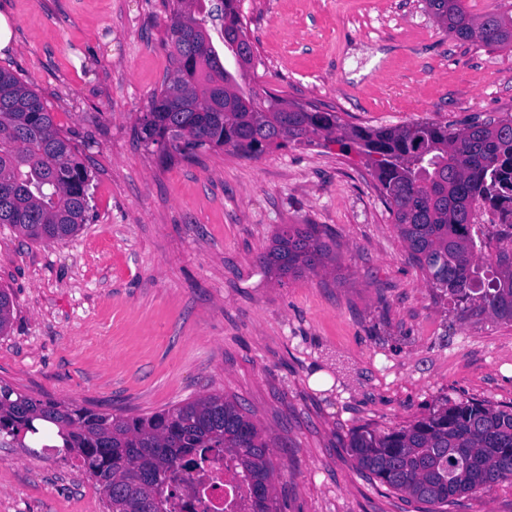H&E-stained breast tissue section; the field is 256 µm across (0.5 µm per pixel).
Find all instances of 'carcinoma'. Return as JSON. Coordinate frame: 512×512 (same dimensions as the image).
I'll use <instances>...</instances> for the list:
<instances>
[{
	"instance_id": "obj_1",
	"label": "carcinoma",
	"mask_w": 512,
	"mask_h": 512,
	"mask_svg": "<svg viewBox=\"0 0 512 512\" xmlns=\"http://www.w3.org/2000/svg\"><path fill=\"white\" fill-rule=\"evenodd\" d=\"M448 34L498 48L512 46V14L477 19L462 0H424ZM164 45L171 70L139 119L138 136L162 158L224 149L257 157L288 143L354 150L381 186L411 258L454 312L512 324V223L479 224L483 205L512 215V118L455 128L446 123L349 127L334 112L296 104L250 85L254 49L240 0H172ZM224 52L238 55L224 67ZM90 210L89 174L41 97L0 68V224L30 239L76 234ZM280 275L316 272L332 249L311 224H286L261 257ZM13 300L0 290V335ZM54 425L57 444L101 484L152 473L133 496L106 494L108 512H166L169 473L199 450L222 448L249 479L255 512H273L270 444L235 400L210 394L143 416L98 412L35 399L0 382V445ZM349 448L358 465L390 487L433 507L454 496L512 479V410L481 402H445L414 423L383 432L358 430Z\"/></svg>"
}]
</instances>
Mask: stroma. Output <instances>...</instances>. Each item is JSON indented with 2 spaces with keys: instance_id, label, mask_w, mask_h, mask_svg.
Wrapping results in <instances>:
<instances>
[{
  "instance_id": "35a3bbf8",
  "label": "stroma",
  "mask_w": 512,
  "mask_h": 512,
  "mask_svg": "<svg viewBox=\"0 0 512 512\" xmlns=\"http://www.w3.org/2000/svg\"><path fill=\"white\" fill-rule=\"evenodd\" d=\"M28 82L90 175L76 236L0 225V381L42 400L142 415L208 394L271 439L275 512H425L362 471L349 439L433 407H512V325L461 319L427 282L359 157L291 144L163 160L137 138L170 67L167 0H0ZM250 81L352 126L512 117V48L448 35L423 0H242ZM316 225L335 259L281 276L259 256ZM326 371L331 381L315 384ZM78 460L0 447V512H105ZM446 512H512V480Z\"/></svg>"
}]
</instances>
